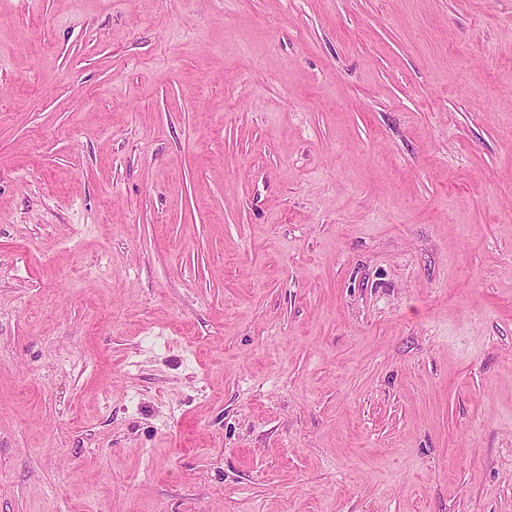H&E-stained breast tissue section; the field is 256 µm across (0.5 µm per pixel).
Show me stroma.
I'll list each match as a JSON object with an SVG mask.
<instances>
[{
  "mask_svg": "<svg viewBox=\"0 0 512 512\" xmlns=\"http://www.w3.org/2000/svg\"><path fill=\"white\" fill-rule=\"evenodd\" d=\"M0 512H512V0H0Z\"/></svg>",
  "mask_w": 512,
  "mask_h": 512,
  "instance_id": "stroma-1",
  "label": "stroma"
}]
</instances>
